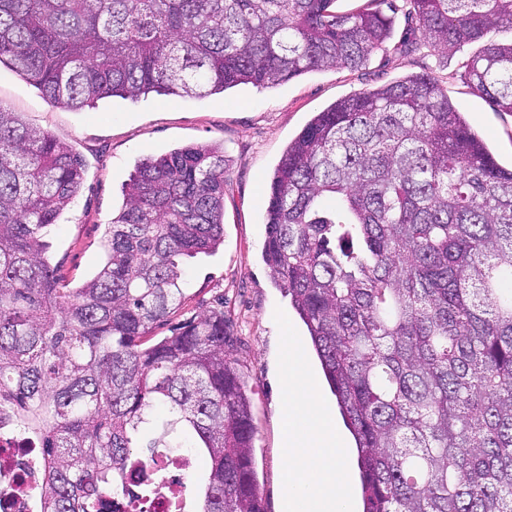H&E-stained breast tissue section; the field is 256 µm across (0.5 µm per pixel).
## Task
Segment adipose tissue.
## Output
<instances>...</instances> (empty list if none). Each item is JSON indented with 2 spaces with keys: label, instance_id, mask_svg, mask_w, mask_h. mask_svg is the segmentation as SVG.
Segmentation results:
<instances>
[{
  "label": "adipose tissue",
  "instance_id": "adipose-tissue-1",
  "mask_svg": "<svg viewBox=\"0 0 512 512\" xmlns=\"http://www.w3.org/2000/svg\"><path fill=\"white\" fill-rule=\"evenodd\" d=\"M280 363L285 512H356L348 450L319 394L301 339L288 330Z\"/></svg>",
  "mask_w": 512,
  "mask_h": 512
}]
</instances>
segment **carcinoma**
<instances>
[{"label":"carcinoma","instance_id":"carcinoma-1","mask_svg":"<svg viewBox=\"0 0 512 512\" xmlns=\"http://www.w3.org/2000/svg\"><path fill=\"white\" fill-rule=\"evenodd\" d=\"M0 0V65L52 103L272 88L358 70L392 40L366 0ZM420 36L512 113V0H405ZM72 146L0 106V424L28 439L36 512H100L185 451L186 510L265 512L223 309L155 342L183 261L224 244V150L150 156L104 262L60 286L45 229L79 193ZM263 259L307 327L358 452L364 512H512V169L430 71L316 113L274 170Z\"/></svg>","mask_w":512,"mask_h":512}]
</instances>
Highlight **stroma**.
Wrapping results in <instances>:
<instances>
[{"mask_svg": "<svg viewBox=\"0 0 512 512\" xmlns=\"http://www.w3.org/2000/svg\"><path fill=\"white\" fill-rule=\"evenodd\" d=\"M477 50L472 44L452 56L379 51L361 69L311 72L270 89L241 85L202 99L153 92L136 100L106 98L80 110L52 104L10 69H0V106L69 143L84 163L79 194L45 232L51 263L69 285L83 283L100 266L105 226L120 210L124 188L144 158L179 146L223 145L224 243L215 254L184 264V298L154 335H171L200 313L223 307L235 338L227 353L251 398L253 462L266 512H284L278 321L307 344L310 339L262 259L270 175L288 141L315 112L424 70L441 77L456 108L499 162L511 166L512 113L497 111L462 67Z\"/></svg>", "mask_w": 512, "mask_h": 512, "instance_id": "obj_1", "label": "stroma"}]
</instances>
